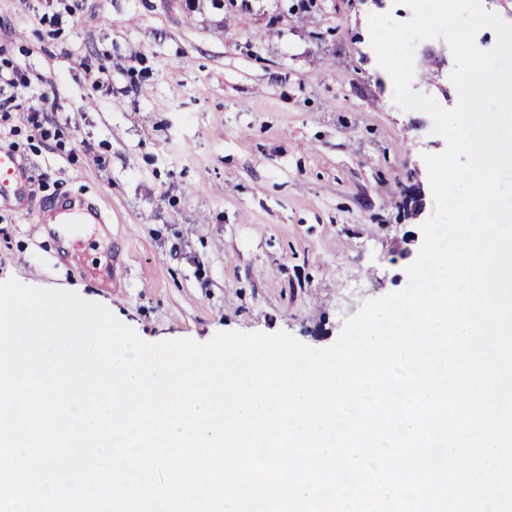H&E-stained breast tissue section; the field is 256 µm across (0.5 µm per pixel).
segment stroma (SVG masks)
<instances>
[{"instance_id":"35a3bbf8","label":"stroma","mask_w":512,"mask_h":512,"mask_svg":"<svg viewBox=\"0 0 512 512\" xmlns=\"http://www.w3.org/2000/svg\"><path fill=\"white\" fill-rule=\"evenodd\" d=\"M373 0H0V70L58 107L0 120L28 180L0 201V282L77 293L146 342L285 331L317 349L403 289L434 212L430 118L398 107ZM413 90L457 103L423 41ZM424 187L403 213L402 190ZM106 217L63 238L40 208Z\"/></svg>"}]
</instances>
